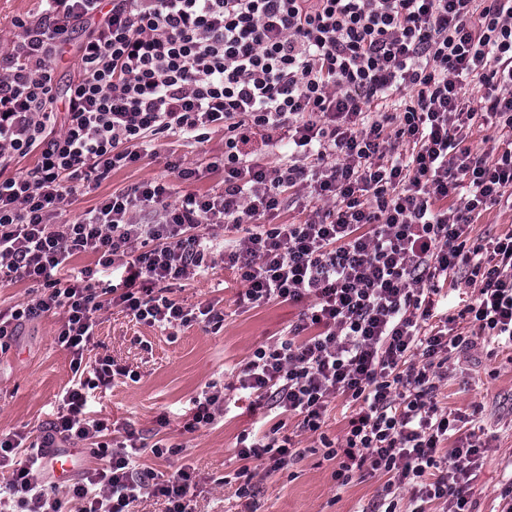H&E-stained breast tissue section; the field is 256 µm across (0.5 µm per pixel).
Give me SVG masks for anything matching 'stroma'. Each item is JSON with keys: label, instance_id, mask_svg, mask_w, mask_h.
Segmentation results:
<instances>
[{"label": "stroma", "instance_id": "stroma-1", "mask_svg": "<svg viewBox=\"0 0 512 512\" xmlns=\"http://www.w3.org/2000/svg\"><path fill=\"white\" fill-rule=\"evenodd\" d=\"M156 152L134 166L101 178L71 180L63 214L71 220L99 206L112 194L130 190L148 179L169 180L168 161L197 165L224 152V130L210 129L206 142L161 136ZM241 285L234 270L216 264L206 277L172 286V298L192 305L216 303L222 323L192 324L175 331L136 322L119 308L98 316L94 342L84 354L87 365L103 357L134 371L94 390L91 408L98 415L143 430L148 443L162 440L181 445L179 455L158 458L144 452L142 468L167 475L178 466L194 468L199 479L197 512H241L232 477L241 461L236 442L243 431L264 433L278 423L251 414L247 400L227 391L223 421L194 433L183 432L192 399L211 382L230 383L257 347L286 336L300 322L302 305L275 301L258 308L237 304ZM60 318L47 315L23 325L11 348L0 353V435L23 431L39 435L52 419L64 389L74 374L71 356L55 341ZM440 406L463 415L475 414L490 439V450L474 481L473 512H501L506 490L512 488V350L477 343L453 354L447 382L438 391ZM168 426L159 427V417ZM284 432L304 456L291 468L258 476V512H373L382 478L365 475L337 489L335 461L324 459L318 436L298 431L287 419Z\"/></svg>", "mask_w": 512, "mask_h": 512}]
</instances>
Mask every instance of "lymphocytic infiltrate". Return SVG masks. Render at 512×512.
I'll list each match as a JSON object with an SVG mask.
<instances>
[{
    "label": "lymphocytic infiltrate",
    "mask_w": 512,
    "mask_h": 512,
    "mask_svg": "<svg viewBox=\"0 0 512 512\" xmlns=\"http://www.w3.org/2000/svg\"><path fill=\"white\" fill-rule=\"evenodd\" d=\"M40 2L0 54V170L39 153L32 169L0 177V285L25 281L33 294L0 311V351L19 326L60 315L56 342L76 381L40 435L0 438V467L13 468L0 512H131L146 495L195 512L190 468L161 480L138 463L180 446L147 444L130 424L113 437L88 408L90 390L127 368L105 358L89 371L83 355L109 306L171 329L223 321L214 303L169 296L172 282L220 260L243 285L240 304L302 303L317 329L252 352L237 379L254 405L319 435L337 488L384 476V512L404 498L411 512L436 502L472 512L490 442L462 432L436 396L471 338L512 349V231L469 238L492 206L512 211V0ZM81 25L90 31L79 40ZM70 45L80 67L59 97L55 70ZM393 96L400 109L386 111ZM216 125L224 155L209 167L223 169V187L176 198L146 180L61 221L68 179L136 164L159 134L204 142ZM476 128L486 131L479 153L467 145ZM257 136L271 149L287 142V154L253 157ZM300 194L312 210L304 222L268 223ZM143 208L154 221L136 220ZM251 218L257 226L245 227ZM222 230L238 236L218 246ZM82 253L99 255L118 283L72 272ZM463 268L475 287L468 337L454 330L446 289ZM338 397L356 406L340 443L321 433ZM193 405L189 432L223 417V386L209 383ZM63 442L92 445L99 464L62 493L38 466ZM302 455L273 429L239 437L246 512H257L251 462L271 472Z\"/></svg>",
    "instance_id": "f902f5d3"
}]
</instances>
